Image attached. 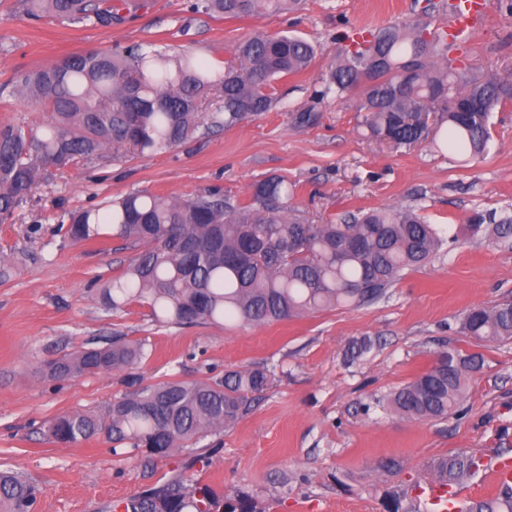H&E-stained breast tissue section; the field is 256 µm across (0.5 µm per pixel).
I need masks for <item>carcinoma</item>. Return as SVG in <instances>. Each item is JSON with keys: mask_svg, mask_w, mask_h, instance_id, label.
Segmentation results:
<instances>
[{"mask_svg": "<svg viewBox=\"0 0 512 512\" xmlns=\"http://www.w3.org/2000/svg\"><path fill=\"white\" fill-rule=\"evenodd\" d=\"M296 0H197L196 10L239 17L280 12ZM27 12L62 24L112 23V0H26ZM458 43L427 24H394L350 39L324 78L341 98L357 89L362 126L379 140L409 147L428 138L426 119L446 115L443 145L462 157L488 146L491 112L512 103V77L467 78L450 53ZM235 64L216 73L190 56H172L141 44L112 53L67 56L21 72L16 87L47 112L39 126L0 122V224L31 192L48 165L64 167L105 150L148 158L195 137L203 99L214 86L224 100V126L270 110L273 84L305 72L315 47L302 37L256 34L233 47ZM292 187L278 177L258 183L256 206L205 190L186 201L134 192L105 213L70 217L65 235L86 242L109 235L137 248L123 276L102 289L103 305L121 310L144 301L161 323H267L383 297L412 267L441 247L440 230L407 209L362 210L340 224H307L291 213ZM471 237L488 235L512 247V216L477 213L464 225ZM459 332L479 341L512 338V302L468 309ZM144 344L112 337L48 363L52 379L132 369ZM478 356L450 347L431 367L386 399L407 418L440 420L466 401L467 376ZM269 382L260 368L232 371L215 383L165 382L112 403L103 412L66 413L47 433L70 446L102 435L114 444L168 457L249 411V396ZM480 471L475 455L439 463L437 479L457 484ZM39 489L0 472V512H32ZM120 512H265L255 497L233 488L219 494L178 476L111 506ZM466 512H512V486Z\"/></svg>", "mask_w": 512, "mask_h": 512, "instance_id": "carcinoma-1", "label": "carcinoma"}]
</instances>
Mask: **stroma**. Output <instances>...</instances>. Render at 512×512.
Wrapping results in <instances>:
<instances>
[{"instance_id":"35a3bbf8","label":"stroma","mask_w":512,"mask_h":512,"mask_svg":"<svg viewBox=\"0 0 512 512\" xmlns=\"http://www.w3.org/2000/svg\"><path fill=\"white\" fill-rule=\"evenodd\" d=\"M110 25H67L30 18L24 0H0V121L36 126L46 113L14 84L21 70L77 53L132 43L187 53L216 71L234 45L252 35L291 34L316 58L302 74L277 82L267 112L197 136L148 158L104 156L46 167L12 220L0 224V256L17 270L0 283V470L38 485L36 512H108L112 502L176 475L216 491L234 487L266 512H385L384 496L412 503L436 465L456 454L512 457V340L460 335L474 306L512 298V250L467 237L474 214L512 213V105L492 112L483 156L460 162L424 142L395 148L367 138L352 98L323 92L322 77L345 49L346 34L421 20L437 28L448 13L425 0H300L296 9L240 17L194 11V0H112ZM461 58L479 76L512 74V15L491 9ZM315 124L300 123L305 111ZM280 177L294 188L297 217L341 222L369 208H412L444 231L426 265L405 271L386 295L284 321L160 325L148 304L113 312L100 287L122 275L133 255L111 235L64 240L73 212L105 208L132 192L193 198L217 189L249 205L257 183ZM145 341L132 370L46 376L47 361L112 337ZM369 337L355 360L348 345ZM455 347L479 354L462 412L414 420L377 406ZM264 368L269 386L235 425L167 458L112 447L97 437L68 447L47 437L58 416L101 411L139 388L166 381H216L225 372ZM398 466L382 472L385 460Z\"/></svg>"}]
</instances>
